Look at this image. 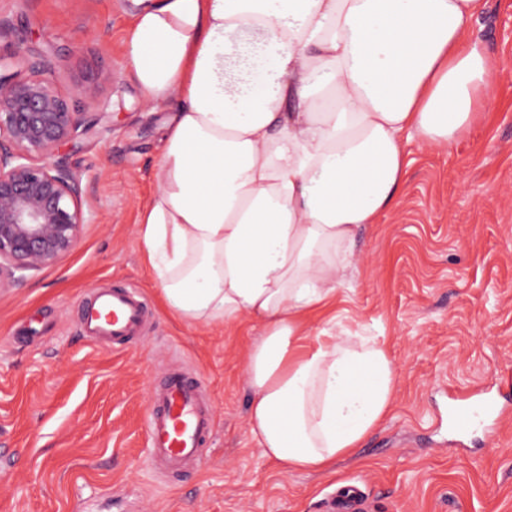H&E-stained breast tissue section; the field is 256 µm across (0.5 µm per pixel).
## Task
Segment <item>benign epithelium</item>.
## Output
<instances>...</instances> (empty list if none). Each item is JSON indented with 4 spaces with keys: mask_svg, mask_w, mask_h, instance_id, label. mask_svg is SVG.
I'll use <instances>...</instances> for the list:
<instances>
[{
    "mask_svg": "<svg viewBox=\"0 0 512 512\" xmlns=\"http://www.w3.org/2000/svg\"><path fill=\"white\" fill-rule=\"evenodd\" d=\"M24 60L28 75L12 68ZM47 54L25 41L0 52V288L57 263L87 223L86 190L59 149L91 133L101 111L104 75L66 96L49 77Z\"/></svg>",
    "mask_w": 512,
    "mask_h": 512,
    "instance_id": "obj_1",
    "label": "benign epithelium"
}]
</instances>
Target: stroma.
<instances>
[{
    "label": "stroma",
    "instance_id": "1",
    "mask_svg": "<svg viewBox=\"0 0 512 512\" xmlns=\"http://www.w3.org/2000/svg\"><path fill=\"white\" fill-rule=\"evenodd\" d=\"M0 16L16 29L0 51L21 37L49 53L69 98L112 76L109 119L62 148L88 192L78 246L0 288V512H325L343 483L366 512H512V412L492 440L448 428L452 396L512 368V0H488L471 25L500 63L493 109L447 151L408 144L398 202L362 230L364 262L338 293L337 324L366 329L395 361L394 406L334 471L288 474L250 433L256 329L173 316L137 239L175 105L147 107L131 77L132 0H0ZM127 285L151 308L146 336L120 349L84 337V295ZM171 367L201 382L214 441L202 466L170 481L149 463L145 419Z\"/></svg>",
    "mask_w": 512,
    "mask_h": 512
}]
</instances>
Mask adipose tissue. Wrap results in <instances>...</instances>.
<instances>
[{"label":"adipose tissue","mask_w":512,"mask_h":512,"mask_svg":"<svg viewBox=\"0 0 512 512\" xmlns=\"http://www.w3.org/2000/svg\"><path fill=\"white\" fill-rule=\"evenodd\" d=\"M131 74L163 127L138 227L167 309L252 321L248 421L282 472L328 469L390 412L376 337L308 315L362 261L406 181L405 143L447 149L488 111L487 0H133Z\"/></svg>","instance_id":"adipose-tissue-1"}]
</instances>
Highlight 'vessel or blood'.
Listing matches in <instances>:
<instances>
[{
  "label": "vessel or blood",
  "instance_id": "1",
  "mask_svg": "<svg viewBox=\"0 0 512 512\" xmlns=\"http://www.w3.org/2000/svg\"><path fill=\"white\" fill-rule=\"evenodd\" d=\"M80 325L90 338L108 339L113 348H120L147 330L146 299L131 286L93 290L82 301ZM503 413L497 398L489 396L451 407L448 418L457 432L472 430L480 420L493 434ZM212 428L213 414L202 406L197 380L181 370H167L151 398L147 414L151 462L166 472L204 463ZM364 509L359 491L348 489L333 494L326 512H364Z\"/></svg>",
  "mask_w": 512,
  "mask_h": 512
}]
</instances>
